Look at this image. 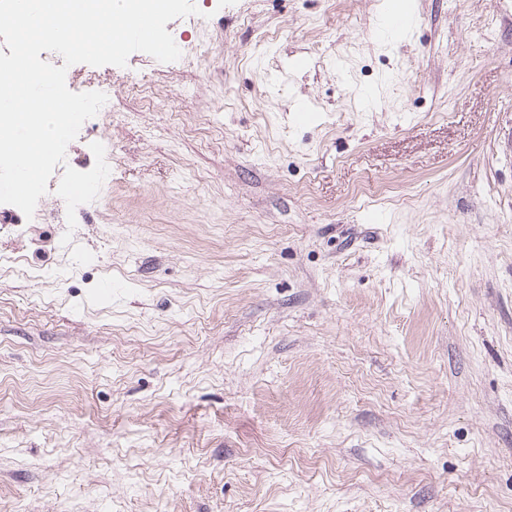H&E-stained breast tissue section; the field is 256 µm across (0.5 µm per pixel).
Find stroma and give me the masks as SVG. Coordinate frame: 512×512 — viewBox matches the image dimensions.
Masks as SVG:
<instances>
[{
  "label": "stroma",
  "mask_w": 512,
  "mask_h": 512,
  "mask_svg": "<svg viewBox=\"0 0 512 512\" xmlns=\"http://www.w3.org/2000/svg\"><path fill=\"white\" fill-rule=\"evenodd\" d=\"M0 204V512H512V0H193Z\"/></svg>",
  "instance_id": "obj_1"
}]
</instances>
